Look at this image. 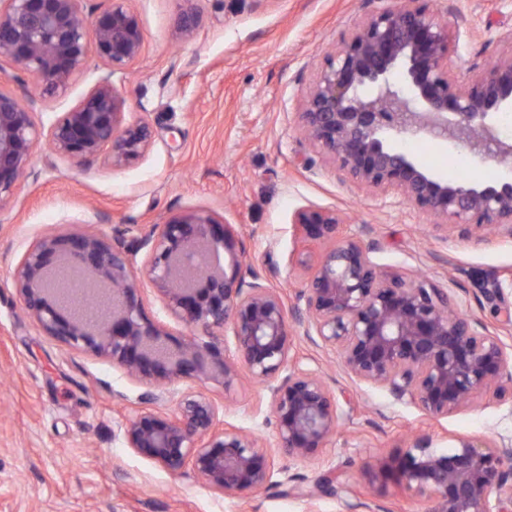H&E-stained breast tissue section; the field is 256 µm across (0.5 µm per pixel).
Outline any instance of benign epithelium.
I'll return each mask as SVG.
<instances>
[{"instance_id": "7a95c632", "label": "benign epithelium", "mask_w": 512, "mask_h": 512, "mask_svg": "<svg viewBox=\"0 0 512 512\" xmlns=\"http://www.w3.org/2000/svg\"><path fill=\"white\" fill-rule=\"evenodd\" d=\"M0 54L37 79L43 95L67 86L89 52L105 65L86 98L48 129L0 89V196L19 183L40 138L78 162L121 167L144 156L153 131L126 120L111 77L141 54L143 33L128 0L87 13L82 0H3ZM456 37L427 0H393L374 10L326 54L300 102L312 144L356 180L393 188L451 230L490 227L512 239V181L445 180L396 146L403 136L460 141L473 154L512 168V141L499 138L496 114L512 111V55L486 75L451 74ZM342 216L315 206L292 219L301 238L322 246L305 287L288 303L274 288L275 267L246 281L237 234L205 212L164 224H138L130 244L75 232L42 236L23 255L15 284L46 335L112 357L146 382L143 408L122 426L126 447L167 472L187 471L213 492L241 497L288 484L275 457L306 461L326 447L343 412L315 369L293 353L295 336L339 354L344 371L386 389L397 402L446 417L485 393L512 398V351L462 304L427 280L389 272L375 249L341 231ZM166 306L207 337L176 339L150 319L135 255ZM222 268L212 266L220 252ZM233 338L228 353L226 333ZM220 367L224 388L240 370L263 386L277 432L264 448L250 432L220 419L218 404L195 389ZM174 384L183 385L176 391ZM177 398L173 413L166 405ZM429 503L428 512H512V448L459 438L448 449L428 434L365 465ZM282 479H277V476Z\"/></svg>"}]
</instances>
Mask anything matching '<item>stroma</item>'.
I'll return each instance as SVG.
<instances>
[{
  "label": "stroma",
  "instance_id": "1",
  "mask_svg": "<svg viewBox=\"0 0 512 512\" xmlns=\"http://www.w3.org/2000/svg\"><path fill=\"white\" fill-rule=\"evenodd\" d=\"M144 35L139 58L115 72L127 120L153 129L147 153L121 167L87 165L37 147L28 173L0 200V512H341L319 480L337 472L354 498L386 512H426L427 502L390 477L369 478L366 460L389 456L411 436L442 442L484 438L512 445V401L484 396L470 408L432 419L387 391L351 378L334 351L295 339L303 366L322 367L344 422L311 460L287 462L298 488H271L241 498L214 493L192 473L171 475L126 448L121 426L147 391L111 358L45 336L23 307L14 272L42 235L79 230L115 238L136 224H162L203 210L233 225L248 266L280 269L276 282L294 297L307 278L306 251L291 219L315 205L345 215L342 231L373 243L391 271L420 272L448 289L491 334L512 345V241L473 227L445 233L436 216L395 190L358 183L304 136L298 117L325 54L337 48L373 9L372 0H131ZM457 37L458 71L484 75L512 53V0H430ZM197 19L184 42V13ZM98 59L65 91L30 103L35 80L0 68V88L31 104L49 127L77 106L104 75ZM398 147L425 168L456 179L512 180V170L468 152L462 144L402 138ZM503 286L502 299L485 288ZM200 391L222 400L227 422L276 444L268 409H256L260 384L241 378L225 387L215 376Z\"/></svg>",
  "mask_w": 512,
  "mask_h": 512
}]
</instances>
